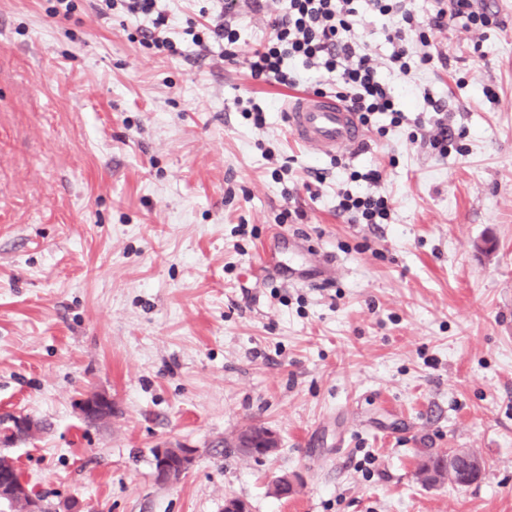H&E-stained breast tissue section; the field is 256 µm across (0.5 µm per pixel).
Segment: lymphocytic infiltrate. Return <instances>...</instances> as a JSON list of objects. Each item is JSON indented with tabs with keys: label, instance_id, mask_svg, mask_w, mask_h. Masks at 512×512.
I'll use <instances>...</instances> for the list:
<instances>
[{
	"label": "lymphocytic infiltrate",
	"instance_id": "1",
	"mask_svg": "<svg viewBox=\"0 0 512 512\" xmlns=\"http://www.w3.org/2000/svg\"><path fill=\"white\" fill-rule=\"evenodd\" d=\"M236 5L237 0H224L215 19L202 27L188 24L182 40L172 36L169 15L160 0H96L94 9L102 18L117 10L127 17L147 19V26L136 28L133 38L154 54L182 55L189 42L202 51L220 46L225 61L231 62L238 56L241 38L233 23ZM371 15L398 17V25L385 35L391 46L386 64L403 74L415 58L424 65L449 66L450 57L434 42V33L458 23L477 30L500 23L498 13L479 6L478 0H432L428 13L422 15L414 0H288L286 10L271 21L272 38L246 60L251 78L305 88L309 85L305 71H323L332 77L337 98L362 125L386 114L391 126H400L408 119L406 113L392 87L379 79L373 52L363 38ZM423 100L426 111L413 119L417 136L433 153L447 157L453 145L447 105L428 93ZM336 209L354 224L387 223L391 211L387 197L357 195L347 189L339 191Z\"/></svg>",
	"mask_w": 512,
	"mask_h": 512
}]
</instances>
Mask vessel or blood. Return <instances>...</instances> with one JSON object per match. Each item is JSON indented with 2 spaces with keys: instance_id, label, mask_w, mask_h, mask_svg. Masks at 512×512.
I'll return each instance as SVG.
<instances>
[{
  "instance_id": "b4317fda",
  "label": "vessel or blood",
  "mask_w": 512,
  "mask_h": 512,
  "mask_svg": "<svg viewBox=\"0 0 512 512\" xmlns=\"http://www.w3.org/2000/svg\"><path fill=\"white\" fill-rule=\"evenodd\" d=\"M286 112L292 134L320 156L356 149L366 138L355 113L331 94L291 95Z\"/></svg>"
}]
</instances>
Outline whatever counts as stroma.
Returning a JSON list of instances; mask_svg holds the SVG:
<instances>
[{
	"label": "stroma",
	"instance_id": "obj_1",
	"mask_svg": "<svg viewBox=\"0 0 512 512\" xmlns=\"http://www.w3.org/2000/svg\"><path fill=\"white\" fill-rule=\"evenodd\" d=\"M76 4L0 0V417L48 425L7 451L29 489L53 512H512V0L504 29L435 34L448 68L378 67L447 102L457 151L381 118L338 166L290 136L288 89L249 75L285 0H240L233 63L155 55L135 20ZM346 185L387 196L390 222L337 217ZM296 245L312 282L288 272ZM92 391L106 422L78 410ZM254 425L273 455L233 449ZM163 444L196 451L168 485ZM456 450L479 482H419Z\"/></svg>",
	"mask_w": 512,
	"mask_h": 512
}]
</instances>
